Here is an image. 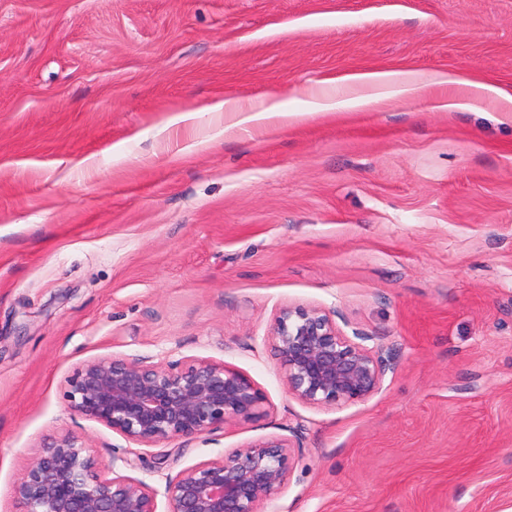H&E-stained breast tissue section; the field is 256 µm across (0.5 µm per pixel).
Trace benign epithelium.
Segmentation results:
<instances>
[{
	"label": "benign epithelium",
	"instance_id": "1",
	"mask_svg": "<svg viewBox=\"0 0 512 512\" xmlns=\"http://www.w3.org/2000/svg\"><path fill=\"white\" fill-rule=\"evenodd\" d=\"M267 340L288 393L311 406L365 402L395 371L392 357L369 345L374 336H350L331 312L314 306L280 307ZM65 398L72 413L138 448L267 415L266 396L249 376L200 357L90 361L68 378ZM300 450L299 440L271 435L190 466L165 481L168 512H258L289 481ZM112 468L105 476L78 437L49 436L14 489L19 512H158L156 488Z\"/></svg>",
	"mask_w": 512,
	"mask_h": 512
}]
</instances>
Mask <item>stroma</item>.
<instances>
[{
	"instance_id": "obj_1",
	"label": "stroma",
	"mask_w": 512,
	"mask_h": 512,
	"mask_svg": "<svg viewBox=\"0 0 512 512\" xmlns=\"http://www.w3.org/2000/svg\"><path fill=\"white\" fill-rule=\"evenodd\" d=\"M387 69L457 83L314 111ZM505 94L512 0H0V512L66 432L159 490L299 434L259 512H512ZM228 97L298 119L256 141L212 111ZM288 304L378 336L381 391L291 396L266 340ZM112 356L225 363L269 412L134 447L64 399Z\"/></svg>"
}]
</instances>
